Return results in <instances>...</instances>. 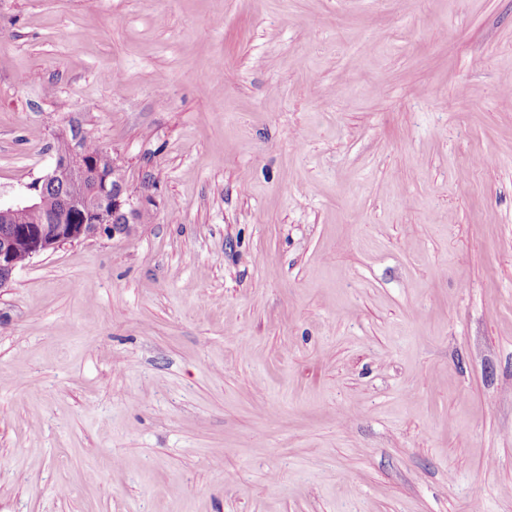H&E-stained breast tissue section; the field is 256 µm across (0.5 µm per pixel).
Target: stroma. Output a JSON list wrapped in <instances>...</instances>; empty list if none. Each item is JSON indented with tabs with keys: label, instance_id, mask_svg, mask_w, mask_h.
Here are the masks:
<instances>
[{
	"label": "stroma",
	"instance_id": "35a3bbf8",
	"mask_svg": "<svg viewBox=\"0 0 512 512\" xmlns=\"http://www.w3.org/2000/svg\"><path fill=\"white\" fill-rule=\"evenodd\" d=\"M73 123L148 217L0 289V512H512V0H0V190Z\"/></svg>",
	"mask_w": 512,
	"mask_h": 512
}]
</instances>
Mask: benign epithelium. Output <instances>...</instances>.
<instances>
[{
  "instance_id": "benign-epithelium-1",
  "label": "benign epithelium",
  "mask_w": 512,
  "mask_h": 512,
  "mask_svg": "<svg viewBox=\"0 0 512 512\" xmlns=\"http://www.w3.org/2000/svg\"><path fill=\"white\" fill-rule=\"evenodd\" d=\"M54 137L66 143V150L57 153L51 168L0 199V223L5 225L0 233V288L10 283L21 268L20 261L28 262L66 243L133 237L147 213L149 197L129 191L110 151L88 145L76 124L55 132ZM74 156L84 162L72 163ZM58 185L68 203L45 214L46 189ZM37 214L41 219L34 224L32 218Z\"/></svg>"
}]
</instances>
